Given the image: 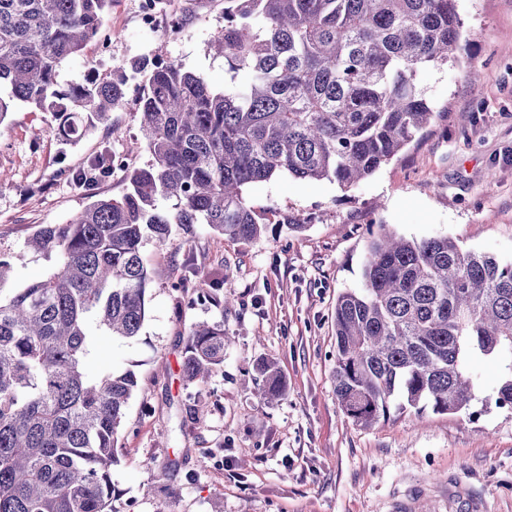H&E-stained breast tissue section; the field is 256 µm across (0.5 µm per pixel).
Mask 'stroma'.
<instances>
[{
  "label": "stroma",
  "mask_w": 512,
  "mask_h": 512,
  "mask_svg": "<svg viewBox=\"0 0 512 512\" xmlns=\"http://www.w3.org/2000/svg\"><path fill=\"white\" fill-rule=\"evenodd\" d=\"M139 0H112L97 43L65 61L62 82L88 71L109 77L141 57L173 59L223 86V59L208 43L224 24V0H164L181 14V38L142 31ZM464 21L457 64L428 68L420 85L438 117L423 136L349 190L276 176L244 190L266 230L249 242L197 224L173 244L148 240L147 314L135 339L100 337L93 372L130 369L139 387L118 435L114 512H391L415 494L438 507L456 480L486 504L512 512V408L496 405L500 364L472 359L468 410L392 407L363 428L334 388L332 316L338 294L363 285L367 245L387 230L408 239L445 235L461 247L512 259V0H458ZM135 104L71 146L47 115L12 107L0 125V253L19 251L44 224L87 205L61 178L102 148L131 166ZM215 301L195 303L202 281ZM220 323L231 339L224 365L185 385L180 365L192 324ZM275 361L285 384L262 394L258 365Z\"/></svg>",
  "instance_id": "obj_1"
}]
</instances>
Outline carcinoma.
Masks as SVG:
<instances>
[{"instance_id": "1", "label": "carcinoma", "mask_w": 512, "mask_h": 512, "mask_svg": "<svg viewBox=\"0 0 512 512\" xmlns=\"http://www.w3.org/2000/svg\"><path fill=\"white\" fill-rule=\"evenodd\" d=\"M112 0H0V125L19 101L52 115L76 144L126 102L137 106L150 155L126 170L127 191L95 198L118 157L105 147L60 175L93 201L63 224H43L26 251L0 254V512H114L112 469L131 370L95 375L98 336L132 339L146 318L150 280L141 249L195 224L239 241L261 235L244 188L275 176L349 189L413 142L436 117L419 85L453 58L457 0H224L211 47L228 78L214 87L176 60L143 57L80 83L62 64L97 38ZM33 252L44 277L4 288ZM363 287L338 295L336 399L357 425L392 404L442 414L469 409L474 355L512 354V261L464 250L446 236L384 233L369 244ZM224 326L190 327L188 383L224 366ZM264 395L281 383L260 367ZM496 404L512 407V361Z\"/></svg>"}]
</instances>
